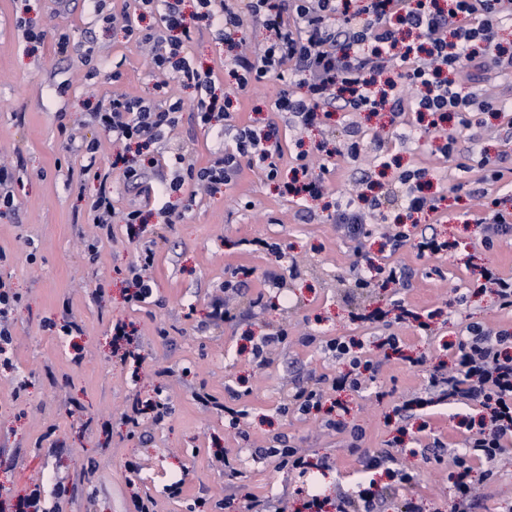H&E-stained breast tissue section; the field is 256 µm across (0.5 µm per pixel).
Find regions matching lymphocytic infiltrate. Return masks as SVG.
Returning a JSON list of instances; mask_svg holds the SVG:
<instances>
[{"instance_id":"obj_1","label":"lymphocytic infiltrate","mask_w":512,"mask_h":512,"mask_svg":"<svg viewBox=\"0 0 512 512\" xmlns=\"http://www.w3.org/2000/svg\"><path fill=\"white\" fill-rule=\"evenodd\" d=\"M183 2L133 0L132 11L120 13L123 29L128 39L150 46L154 72L207 90V97L197 104V123L207 128L214 121H223L233 145L208 166L181 167L162 185L160 195L178 193L188 182L219 193L235 182L245 162L260 169L267 180L277 179L276 160L283 154L279 128L283 125L305 130L341 110L373 115L386 112L391 124L409 130L412 117L426 116L430 119L427 129L438 140L436 153L468 175L467 180L452 184L451 190L477 201L474 221L486 227L483 247L492 249L495 241L512 235V211L502 209L501 196L488 190L492 184L511 185L512 167L491 163L484 151L463 155L458 149V139L472 127L475 112L506 110L494 100H475L460 77L471 67L512 69V54L505 53L497 41L501 22L512 17V0H361L354 10L347 0H247L242 12L226 0H193L194 19L223 23L225 35L250 22L268 33L259 47L237 51L225 59L224 68L235 78L237 93H247L272 78L296 83V91L285 92L276 100L279 119L261 134L235 125L230 98L209 91L212 72L194 67L187 54L192 30L183 15ZM148 14L159 16L158 26H143ZM184 108V100L171 95L146 99L115 93L106 106L94 112V121L111 132L113 143L120 146L111 173L97 176L99 190L90 209L100 229H110L116 215L113 178L137 187L142 185L147 167L159 164L155 155L145 162L128 155V147L146 149L161 140L164 130L177 126ZM450 119L455 125L449 130L445 124ZM294 164L298 176L281 183V194L303 201L322 199L328 191V167H315L306 151L296 153ZM425 177V169L409 168L400 173L397 184L381 194L371 196L360 187L346 191L336 204L337 224L348 236L363 235L371 219L384 217L383 206L388 202L398 203L410 213L437 212L436 198L424 191ZM386 243L391 251L408 246L421 257L449 254L458 247L457 242L434 235L415 236L402 223L391 224ZM352 271L354 286L361 291L411 286V276L403 267L376 264L363 252L358 253ZM350 319L361 326L385 327V334L376 339L375 352L382 353L401 350L403 339L394 333V326L426 333L433 329L431 320L401 298L387 309L355 307ZM324 349L342 369L298 386L289 403L293 413L306 416L320 411L327 392H358L379 377L381 364L374 360V352L364 351L354 337L330 339ZM447 349L448 364L430 371L423 390L395 404L397 436L384 448L364 455L367 480L359 482L356 492H338L332 501L318 492H308L303 512H381L386 494L415 482L414 469L400 459V437L406 434L409 421L418 420L419 432L430 434L431 408L447 402L469 408L460 421L464 448L446 447L440 437L432 436L431 460L449 465V478L457 493L455 512H475V477L492 480L512 449V332L469 322ZM255 454L301 478L308 477L311 469L333 465L328 457L311 461L281 436L256 449Z\"/></svg>"}]
</instances>
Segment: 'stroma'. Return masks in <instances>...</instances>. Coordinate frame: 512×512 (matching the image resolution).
<instances>
[{"instance_id": "stroma-1", "label": "stroma", "mask_w": 512, "mask_h": 512, "mask_svg": "<svg viewBox=\"0 0 512 512\" xmlns=\"http://www.w3.org/2000/svg\"><path fill=\"white\" fill-rule=\"evenodd\" d=\"M43 33L42 41L27 38V30ZM67 35V52H59L57 38ZM187 52L202 70L213 69L215 89H232L222 63L232 55L218 26L196 32ZM120 79H113V71ZM462 80L478 97L493 95L512 104V73L469 70ZM149 59L139 44L126 39L120 24L104 23L96 0H0V162H18L20 179L13 185L16 208L0 215V280L20 296L9 316L15 327L8 365H0V494L23 496L41 484L47 512H133L135 496L155 498L157 512H201L202 502L252 494L282 502L286 512H300L305 489L328 498L353 491L362 472L358 455L350 454L343 435L324 428L314 418L282 414L296 386L323 374H334L336 363L319 346H303L302 337L369 338L348 312L357 304L387 306L396 296L422 311L445 312L440 338L399 328L411 352L431 359L441 355V338L458 336L465 323L512 330V314L498 310L490 293L470 298L462 312L452 310L455 289H465L477 274L467 257H483L503 272L512 273V239L496 241L484 250L483 225L472 223L473 200L456 196L450 187L463 172L435 154L431 134L416 130L396 139L385 127V148L368 150L356 161L327 157L319 143L336 147L350 124L372 132L378 119L364 112H334L326 126L294 135L279 130L284 149L303 142L317 162L327 165L329 193L307 204L283 197L275 182L255 168H243L223 192L198 193L185 185L171 197L172 221H150L145 233L129 239L122 220L111 235L95 226L89 210L99 183L82 172L84 160L71 142L99 143L96 166L108 170L114 147L112 136L90 119L93 108L106 102L113 89L141 97H155ZM287 85L270 80L240 96V123L263 126L271 107ZM168 93L183 98L185 109L177 127L164 134L159 146L160 167L147 183L158 186L177 168L176 155L203 166L224 149L222 125L200 127L195 119L198 94L170 80ZM476 146L491 158L512 159V138L500 121L488 119L472 126L459 140L461 151ZM419 165L427 168L441 201L437 215L405 217L416 233L457 240L451 255L420 257L405 247L391 260L413 272L412 286L359 291L351 284L356 250L380 256L378 226L370 236L347 237L338 227L336 201L362 175L383 183ZM263 238L288 245L287 261L297 271L286 275L282 297L267 306L250 308L264 289L263 274L272 256L248 251L245 240ZM150 243L155 263L149 302L135 305L126 299L121 274L134 261L141 243ZM239 265L254 267L255 275L237 299L246 318L232 322L210 317V304L221 296L225 279ZM73 318L84 329L80 336H61L47 322ZM127 325L128 347L143 360L134 363L125 349L112 344V324ZM288 331L286 341L268 353L270 364L257 369L249 360V337L274 330ZM82 350L81 368L69 358ZM424 369L396 363L384 369L380 386L387 396L377 400L370 391L346 393L349 421L362 424L367 438L362 450L382 448L390 436L385 421L396 398L423 387ZM241 393L247 410L238 432L224 425L223 411L203 405L201 395L224 400L226 387ZM160 397L172 407L161 423L144 420L129 430L122 412L130 395ZM310 458L332 456L335 465L313 471L298 481L288 470L254 457L253 450L275 434ZM227 451L243 472L236 490L224 483V469L215 450ZM418 477L387 503V512H400L408 498L423 500L426 512H454L456 491L445 467L408 457ZM183 479V492L170 497L167 485ZM68 486L57 497L56 482Z\"/></svg>"}]
</instances>
